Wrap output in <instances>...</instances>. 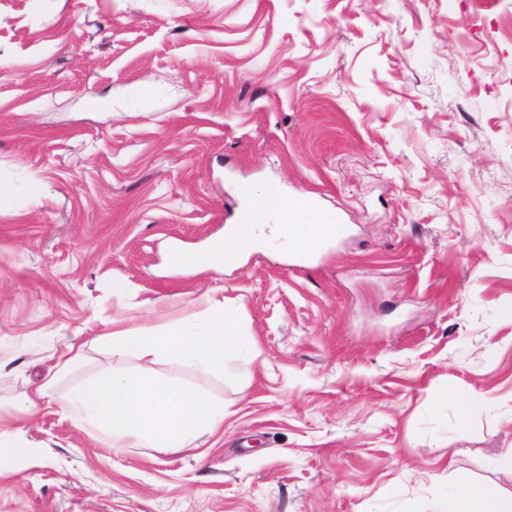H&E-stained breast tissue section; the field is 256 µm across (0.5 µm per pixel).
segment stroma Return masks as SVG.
I'll use <instances>...</instances> for the list:
<instances>
[{"label": "stroma", "instance_id": "1", "mask_svg": "<svg viewBox=\"0 0 512 512\" xmlns=\"http://www.w3.org/2000/svg\"><path fill=\"white\" fill-rule=\"evenodd\" d=\"M271 185L344 235L205 270ZM204 295L242 349L147 366L224 403L201 449L115 451L62 409L136 369L94 342L113 319ZM0 434V512H444L462 477L512 495V0H0Z\"/></svg>", "mask_w": 512, "mask_h": 512}]
</instances>
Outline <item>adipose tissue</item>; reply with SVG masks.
I'll list each match as a JSON object with an SVG mask.
<instances>
[{
	"label": "adipose tissue",
	"instance_id": "obj_1",
	"mask_svg": "<svg viewBox=\"0 0 512 512\" xmlns=\"http://www.w3.org/2000/svg\"><path fill=\"white\" fill-rule=\"evenodd\" d=\"M273 232L290 234L294 245L312 244L323 224L320 211L305 201L286 199L262 188L252 202ZM201 325L190 326L172 318L144 322L133 328L113 323L111 333L98 336L99 344L121 358L145 361L168 358L190 366L220 371L224 357L238 347L232 308L211 299L200 303ZM65 409L111 437L113 449L133 439L154 448H194L201 437L224 424L225 408L174 382L149 372L115 370L74 389ZM446 512H512V498H505L493 484L460 487L447 498Z\"/></svg>",
	"mask_w": 512,
	"mask_h": 512
}]
</instances>
